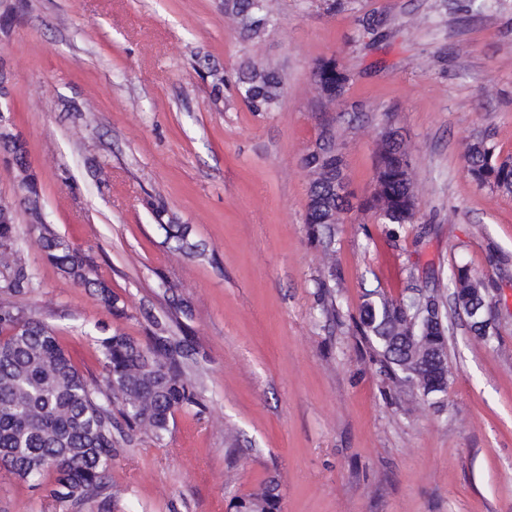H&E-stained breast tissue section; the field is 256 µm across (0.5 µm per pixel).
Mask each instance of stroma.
Returning <instances> with one entry per match:
<instances>
[{
  "instance_id": "1",
  "label": "stroma",
  "mask_w": 512,
  "mask_h": 512,
  "mask_svg": "<svg viewBox=\"0 0 512 512\" xmlns=\"http://www.w3.org/2000/svg\"><path fill=\"white\" fill-rule=\"evenodd\" d=\"M266 9L271 25L245 40L224 0H0V65L48 226L126 314L62 277L0 159V200L18 205L38 284L16 305L90 379L103 331L189 337L206 404L176 412L161 443H120L108 488L79 512H230L269 481L277 512H512V196L477 185L464 158L487 134L512 153V0ZM330 57L350 75L332 104L312 84ZM248 63L281 73L273 111L239 96ZM328 121L356 201L329 250L306 231L301 163ZM389 124L411 158L412 224L360 206ZM168 220L190 226L200 254L170 248ZM456 265L490 285L488 340L454 308ZM369 289L440 295L451 375L438 404L381 374L356 328ZM0 512L66 508L0 471Z\"/></svg>"
}]
</instances>
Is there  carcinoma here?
<instances>
[{"label": "carcinoma", "instance_id": "cac0c4a2", "mask_svg": "<svg viewBox=\"0 0 512 512\" xmlns=\"http://www.w3.org/2000/svg\"><path fill=\"white\" fill-rule=\"evenodd\" d=\"M225 8L240 17L239 34L252 39L270 24L264 0H224ZM324 92L336 100L349 85V75L336 59L317 63ZM239 95L251 112H269L279 103L283 82L270 67L247 65L237 76ZM323 147L304 159L317 174L311 183L305 223L313 240L331 244L334 233L323 223L329 209L346 211L351 200L333 191L343 159L333 136L321 130ZM469 176L481 186L512 194V156L503 157L489 137H481L465 152ZM378 190L362 202L376 210V201L389 202L380 223H411V183L408 154L401 142L382 135L375 159ZM25 209L39 216V190L34 180H20ZM166 238L185 254L199 245L189 239L186 224H163ZM15 212L0 208V470L48 487L51 498L82 507L107 487L112 459L119 441L144 435L159 443L169 432L178 410L205 409L202 392L185 370L189 342L155 333L146 344L115 332L96 338L103 361V380H89L73 365L55 330L31 312L17 307L12 298L33 293L37 284L18 257ZM42 250L74 283L92 286L115 316L125 314L118 296L94 277L93 261L63 237L48 231L39 238ZM454 300L473 296L478 288L488 297L485 282L465 266L451 273ZM444 318L435 295L390 299L376 290L366 292L356 326L380 358L383 373L395 384L417 389L422 397L448 389L447 336L426 337L419 309ZM277 486L237 499L236 512H275Z\"/></svg>", "mask_w": 512, "mask_h": 512}]
</instances>
